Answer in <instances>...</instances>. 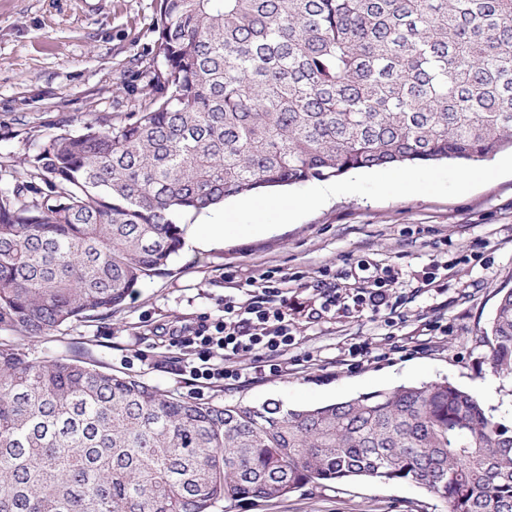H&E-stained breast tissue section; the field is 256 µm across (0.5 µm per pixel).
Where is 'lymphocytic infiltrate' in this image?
<instances>
[{"label":"lymphocytic infiltrate","instance_id":"obj_1","mask_svg":"<svg viewBox=\"0 0 512 512\" xmlns=\"http://www.w3.org/2000/svg\"><path fill=\"white\" fill-rule=\"evenodd\" d=\"M287 281L280 271H268L255 288L225 295L218 317L170 328L180 350L176 372L206 385L279 375L295 343L285 312Z\"/></svg>","mask_w":512,"mask_h":512}]
</instances>
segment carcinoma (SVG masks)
Masks as SVG:
<instances>
[{
    "label": "carcinoma",
    "mask_w": 512,
    "mask_h": 512,
    "mask_svg": "<svg viewBox=\"0 0 512 512\" xmlns=\"http://www.w3.org/2000/svg\"><path fill=\"white\" fill-rule=\"evenodd\" d=\"M154 32L144 103L0 188V331L112 313L168 271L178 213L512 150V0H155ZM491 336L512 375V289ZM357 477L512 512V431L448 381L222 406L0 341V512H213Z\"/></svg>",
    "instance_id": "cac0c4a2"
}]
</instances>
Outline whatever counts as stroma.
<instances>
[{
  "mask_svg": "<svg viewBox=\"0 0 512 512\" xmlns=\"http://www.w3.org/2000/svg\"><path fill=\"white\" fill-rule=\"evenodd\" d=\"M155 0H0V187L47 136L128 117L155 58ZM319 196L282 221L284 199ZM256 216L248 197L180 215L185 237L235 212L223 240L182 246L169 274L144 282L108 317H85L25 340L32 357L76 355L178 398L288 408L399 385L448 380L512 427V376L495 372L486 337L500 290L512 288V152L464 166L444 161L352 172L338 180L267 190ZM270 269L288 275L296 343L287 372L234 386L200 387L174 374L176 354L158 326L217 315L228 286ZM389 272L395 311L372 313L359 289ZM335 308L313 318L319 283ZM372 353L352 360L351 346ZM401 345L391 353V344ZM215 512H448L426 489L355 478L309 484L288 497Z\"/></svg>",
  "mask_w": 512,
  "mask_h": 512,
  "instance_id": "35a3bbf8",
  "label": "stroma"
}]
</instances>
